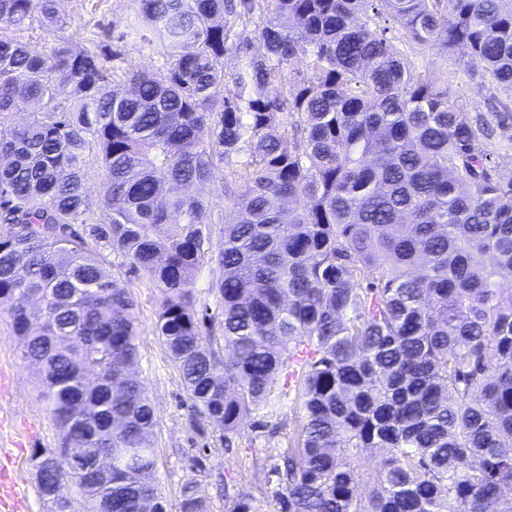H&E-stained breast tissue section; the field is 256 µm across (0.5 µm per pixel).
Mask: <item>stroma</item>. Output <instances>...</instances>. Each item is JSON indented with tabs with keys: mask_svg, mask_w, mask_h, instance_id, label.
<instances>
[{
	"mask_svg": "<svg viewBox=\"0 0 512 512\" xmlns=\"http://www.w3.org/2000/svg\"><path fill=\"white\" fill-rule=\"evenodd\" d=\"M56 9L60 22L53 31L36 24L23 33L25 41L37 51L49 52L62 37L71 38L79 47L91 40L108 47L120 91L125 88V73L163 66L165 56L160 47L147 45L126 32V23L137 10L136 0H56ZM271 16L269 0H259L251 17L229 19L232 36L248 38L251 48L246 55L233 49L226 52L227 76L242 71L248 55L262 53L257 28ZM390 35L413 72L447 89L464 111L488 113L504 104L512 106V91L488 84L480 68L464 54L417 44L400 29L391 30ZM107 265L136 304L142 339L134 371L146 388L157 418L151 438L157 456L154 482L168 512H179L181 490L189 481L207 501L210 512H224V499L218 489V480L224 476L234 478L253 495L257 512H277L275 483L269 473L271 457L287 450L296 439L304 420L300 402L283 395L281 379H274L271 394L279 402L272 421L278 433L271 439L257 440L246 429L232 449H225L222 431L193 411L179 372L155 333L159 289L147 280L126 277L117 258H109ZM0 371L9 379L8 387L0 391V438L15 442L10 457L0 456V466L10 465L16 483L25 491V512H51L50 503L40 493L31 454L36 448L58 447L60 435L38 395L34 370L20 357L8 313L1 305Z\"/></svg>",
	"mask_w": 512,
	"mask_h": 512,
	"instance_id": "stroma-1",
	"label": "stroma"
}]
</instances>
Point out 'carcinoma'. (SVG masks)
Returning a JSON list of instances; mask_svg holds the SVG:
<instances>
[{"label":"carcinoma","mask_w":512,"mask_h":512,"mask_svg":"<svg viewBox=\"0 0 512 512\" xmlns=\"http://www.w3.org/2000/svg\"><path fill=\"white\" fill-rule=\"evenodd\" d=\"M128 26L167 62L112 87L100 45L21 33L55 0H0V302L60 447L33 450L53 512H168L153 406L133 372L134 300L107 257L158 286L156 333L193 411L229 443L283 376L305 410L271 467L279 512H512V180L493 129L416 75L388 24L459 49L512 90V0H269L264 53L226 90L224 11L256 0H137ZM310 57L311 72L287 71ZM68 103L58 102L59 91ZM104 172L93 218L85 152ZM238 218L212 250L214 170ZM218 275L222 348L196 274ZM386 456L361 492L353 459ZM179 512H209L185 484ZM224 512H256L229 483ZM487 148L493 153L495 170L504 181L512 179V140L496 137Z\"/></svg>","instance_id":"cac0c4a2"}]
</instances>
